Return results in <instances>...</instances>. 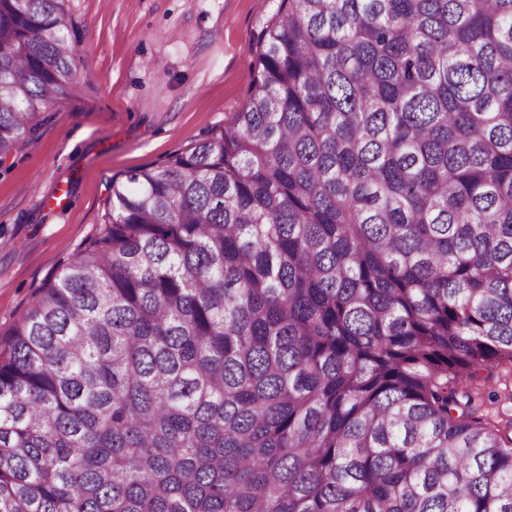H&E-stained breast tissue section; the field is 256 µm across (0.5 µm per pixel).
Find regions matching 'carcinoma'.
<instances>
[{
  "label": "carcinoma",
  "instance_id": "cac0c4a2",
  "mask_svg": "<svg viewBox=\"0 0 512 512\" xmlns=\"http://www.w3.org/2000/svg\"><path fill=\"white\" fill-rule=\"evenodd\" d=\"M68 2L0 0V157L73 93ZM283 2L0 338V512H512V0ZM494 377L490 382L485 383L486 387H482V395L476 398L479 412L494 423H500L503 428L505 421L512 420V402L507 397L505 399L503 393L502 398L498 402H490L488 400V393L495 390L496 392L504 391L506 382L508 386L512 385V380L509 377L508 367H497L493 371ZM507 374V375H506ZM503 421V422H502Z\"/></svg>",
  "mask_w": 512,
  "mask_h": 512
}]
</instances>
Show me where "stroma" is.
Returning <instances> with one entry per match:
<instances>
[{"instance_id":"1","label":"stroma","mask_w":512,"mask_h":512,"mask_svg":"<svg viewBox=\"0 0 512 512\" xmlns=\"http://www.w3.org/2000/svg\"><path fill=\"white\" fill-rule=\"evenodd\" d=\"M75 95L0 162V333L105 222L113 180L232 123L282 0H69Z\"/></svg>"}]
</instances>
